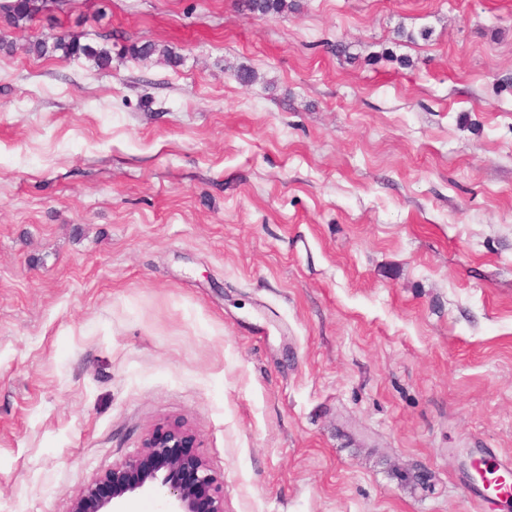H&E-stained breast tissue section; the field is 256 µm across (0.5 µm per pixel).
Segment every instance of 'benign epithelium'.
Returning <instances> with one entry per match:
<instances>
[{"instance_id":"benign-epithelium-1","label":"benign epithelium","mask_w":512,"mask_h":512,"mask_svg":"<svg viewBox=\"0 0 512 512\" xmlns=\"http://www.w3.org/2000/svg\"><path fill=\"white\" fill-rule=\"evenodd\" d=\"M194 444L193 434L178 424L157 426L141 452L93 476L70 512H106L112 500L136 491L165 495L167 512H224V483L190 452Z\"/></svg>"}]
</instances>
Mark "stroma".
<instances>
[{"mask_svg":"<svg viewBox=\"0 0 512 512\" xmlns=\"http://www.w3.org/2000/svg\"><path fill=\"white\" fill-rule=\"evenodd\" d=\"M0 39V512L173 422L224 512H512L463 467L512 461V0H48ZM240 4L245 11L260 17L281 15L294 7L287 0H240ZM27 49L30 54L37 57H53L58 52H61V55L67 58L84 56L92 59L98 65H106L112 59L110 50L105 46L95 48L90 44H82L77 38H69L60 34L37 38L28 44ZM127 53L137 59H147L151 56L158 54L164 57L170 64H178V56L175 55L171 50L166 47H160V45L153 42L144 43H132L126 48Z\"/></svg>","mask_w":512,"mask_h":512,"instance_id":"obj_1","label":"stroma"}]
</instances>
